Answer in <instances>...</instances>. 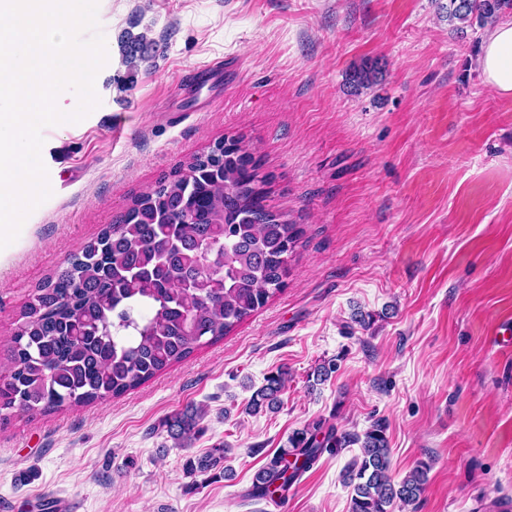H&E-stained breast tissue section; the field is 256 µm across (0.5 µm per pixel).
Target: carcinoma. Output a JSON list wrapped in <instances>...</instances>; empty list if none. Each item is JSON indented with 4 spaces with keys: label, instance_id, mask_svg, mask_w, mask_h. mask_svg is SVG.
Masks as SVG:
<instances>
[{
    "label": "carcinoma",
    "instance_id": "obj_1",
    "mask_svg": "<svg viewBox=\"0 0 512 512\" xmlns=\"http://www.w3.org/2000/svg\"><path fill=\"white\" fill-rule=\"evenodd\" d=\"M448 24L472 33L512 11V0H448ZM120 52L133 88L142 64L157 50L147 33L126 30ZM375 61L353 70L356 89L377 84ZM184 168L161 176L135 196L113 224L48 276L20 313L0 370V417L32 416L120 397L186 360L206 343L224 339L282 292L300 225L268 203L270 178L242 135L221 140ZM285 372L265 379L248 410L281 404ZM201 408L188 405L166 420L169 436L187 448L201 431ZM360 444L343 474L353 487L350 512H393L414 506L425 492L430 464L419 461L399 482L390 475L386 427L363 435L318 422L296 430L255 474L247 496L288 498L301 475L322 456ZM225 448L190 457L186 469L217 468Z\"/></svg>",
    "mask_w": 512,
    "mask_h": 512
}]
</instances>
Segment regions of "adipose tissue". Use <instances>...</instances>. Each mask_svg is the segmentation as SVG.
I'll return each mask as SVG.
<instances>
[{
    "label": "adipose tissue",
    "mask_w": 512,
    "mask_h": 512,
    "mask_svg": "<svg viewBox=\"0 0 512 512\" xmlns=\"http://www.w3.org/2000/svg\"><path fill=\"white\" fill-rule=\"evenodd\" d=\"M476 67L488 88L512 99V19L501 20L484 33Z\"/></svg>",
    "instance_id": "1"
}]
</instances>
